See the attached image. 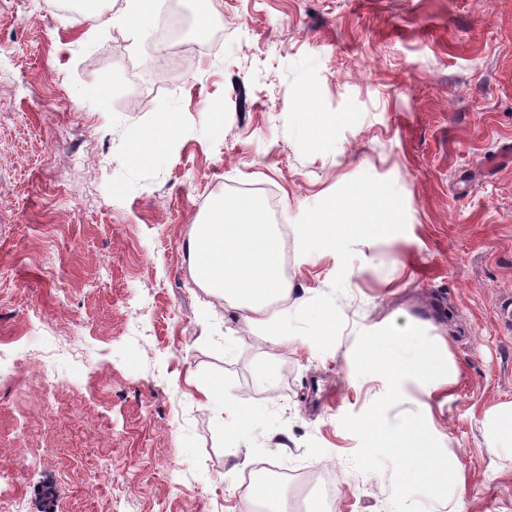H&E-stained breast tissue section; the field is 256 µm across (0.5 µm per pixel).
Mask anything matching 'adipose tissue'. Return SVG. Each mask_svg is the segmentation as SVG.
Here are the masks:
<instances>
[{
	"label": "adipose tissue",
	"mask_w": 512,
	"mask_h": 512,
	"mask_svg": "<svg viewBox=\"0 0 512 512\" xmlns=\"http://www.w3.org/2000/svg\"><path fill=\"white\" fill-rule=\"evenodd\" d=\"M156 15V0H122L114 23L136 41L147 38ZM182 135L174 113L167 112L150 132L148 145L131 149L133 162L161 158ZM397 209L389 196L376 189L357 192L348 202L324 209L316 223L300 232L301 244L333 251L352 237L366 239L395 223ZM192 278L206 291L234 302L246 321L275 328L266 310L290 294L292 286L281 273L283 244L261 202L249 194L216 200L206 219L193 225L186 242Z\"/></svg>",
	"instance_id": "1"
}]
</instances>
